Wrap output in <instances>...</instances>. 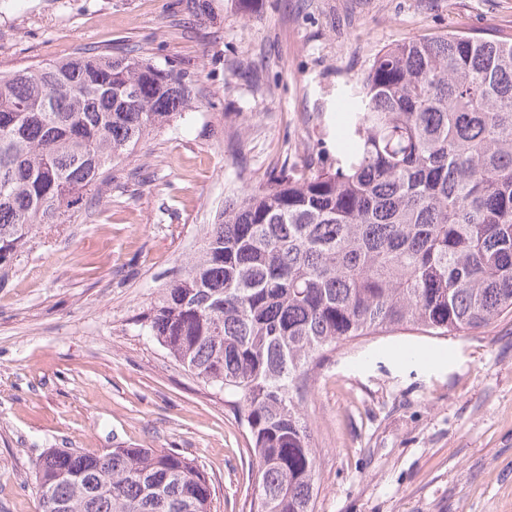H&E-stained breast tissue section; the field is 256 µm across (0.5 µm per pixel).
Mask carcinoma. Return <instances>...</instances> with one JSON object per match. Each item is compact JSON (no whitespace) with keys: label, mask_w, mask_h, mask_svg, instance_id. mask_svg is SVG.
Wrapping results in <instances>:
<instances>
[{"label":"carcinoma","mask_w":512,"mask_h":512,"mask_svg":"<svg viewBox=\"0 0 512 512\" xmlns=\"http://www.w3.org/2000/svg\"><path fill=\"white\" fill-rule=\"evenodd\" d=\"M192 75L88 51L0 74V268L65 224L112 166L189 106ZM326 166L271 171L173 267L140 330L235 397L254 485L241 512H314L309 375L360 336H466L512 312V36L448 32L383 50ZM39 512H211L173 450L50 448Z\"/></svg>","instance_id":"1"}]
</instances>
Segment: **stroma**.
I'll return each mask as SVG.
<instances>
[{
  "label": "stroma",
  "instance_id": "1",
  "mask_svg": "<svg viewBox=\"0 0 512 512\" xmlns=\"http://www.w3.org/2000/svg\"><path fill=\"white\" fill-rule=\"evenodd\" d=\"M458 30L512 35V0H0L1 72L109 47L193 74L187 114L0 278V512H38L46 449L116 445L176 449L212 512H240L254 474L236 412L136 319L225 197L335 157L340 92L382 49ZM303 411L315 512H512V314L343 342Z\"/></svg>",
  "mask_w": 512,
  "mask_h": 512
}]
</instances>
